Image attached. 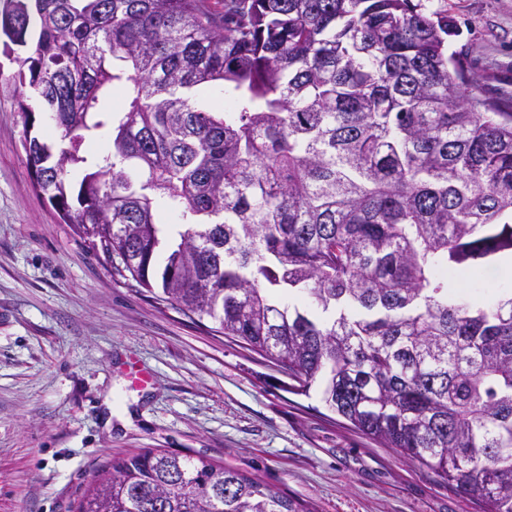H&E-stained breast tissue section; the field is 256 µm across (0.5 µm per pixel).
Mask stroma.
Returning <instances> with one entry per match:
<instances>
[{
    "label": "stroma",
    "mask_w": 512,
    "mask_h": 512,
    "mask_svg": "<svg viewBox=\"0 0 512 512\" xmlns=\"http://www.w3.org/2000/svg\"><path fill=\"white\" fill-rule=\"evenodd\" d=\"M488 96L512 95V0H420ZM0 95V512H74L113 458L149 449L259 478L315 512H478L348 426L318 388L117 271L33 188ZM150 372L131 386L129 363Z\"/></svg>",
    "instance_id": "obj_1"
}]
</instances>
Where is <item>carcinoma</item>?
Returning a JSON list of instances; mask_svg holds the SVG:
<instances>
[{
    "mask_svg": "<svg viewBox=\"0 0 512 512\" xmlns=\"http://www.w3.org/2000/svg\"><path fill=\"white\" fill-rule=\"evenodd\" d=\"M0 94L59 219L297 394L512 512V99L412 0H4ZM222 90L224 106L205 104ZM126 108H105L110 94ZM49 114L60 141L34 131ZM84 175L78 185L69 167ZM466 279L469 291L452 287ZM75 512H312L148 450Z\"/></svg>",
    "mask_w": 512,
    "mask_h": 512,
    "instance_id": "1",
    "label": "carcinoma"
}]
</instances>
